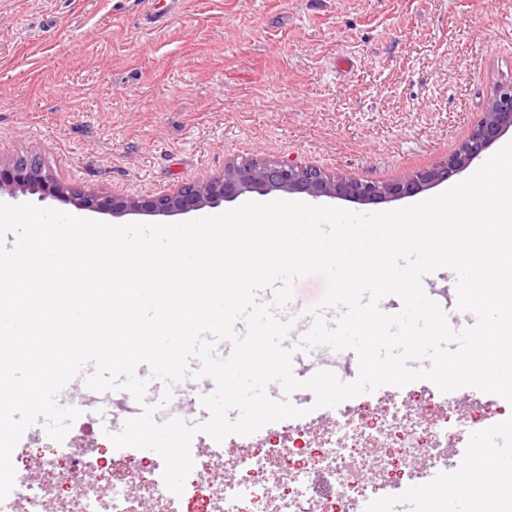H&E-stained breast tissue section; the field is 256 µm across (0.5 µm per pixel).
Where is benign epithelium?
Returning <instances> with one entry per match:
<instances>
[{
	"instance_id": "1",
	"label": "benign epithelium",
	"mask_w": 512,
	"mask_h": 512,
	"mask_svg": "<svg viewBox=\"0 0 512 512\" xmlns=\"http://www.w3.org/2000/svg\"><path fill=\"white\" fill-rule=\"evenodd\" d=\"M512 127V78L498 82L482 116L466 140L453 154L407 178L391 183L362 181L350 175H330L313 165L296 160H253L228 163L224 172L202 181L184 183L172 192L148 198L121 197L104 191L77 192L47 173L38 156L0 158V197L16 199L35 195L40 201H76L85 210L123 216L186 214L205 207L232 202L247 192L305 193L313 198L328 197L374 202L412 196L446 181L469 167L483 152Z\"/></svg>"
}]
</instances>
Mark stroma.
I'll return each instance as SVG.
<instances>
[{
    "label": "stroma",
    "mask_w": 512,
    "mask_h": 512,
    "mask_svg": "<svg viewBox=\"0 0 512 512\" xmlns=\"http://www.w3.org/2000/svg\"><path fill=\"white\" fill-rule=\"evenodd\" d=\"M511 77L512 0H0V157L133 197L288 155L392 182L453 153ZM326 290L296 279L278 318ZM50 444L28 427L16 472ZM421 486L388 512H462Z\"/></svg>",
    "instance_id": "stroma-1"
}]
</instances>
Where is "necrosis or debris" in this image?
<instances>
[{
  "instance_id": "1",
  "label": "necrosis or debris",
  "mask_w": 512,
  "mask_h": 512,
  "mask_svg": "<svg viewBox=\"0 0 512 512\" xmlns=\"http://www.w3.org/2000/svg\"><path fill=\"white\" fill-rule=\"evenodd\" d=\"M374 414L373 426H363V411ZM295 434L304 444L307 459L282 466L276 448L257 450L249 440L230 442L208 441L205 455L194 456L192 478L181 495H174L165 486L160 466H153L140 477L141 484L154 499L176 512L180 499L203 502L205 512H340L348 507L355 512L358 504L368 503L383 489L382 482L353 484L346 503H339L328 481L346 479L347 463L360 468H379L389 475L397 471L406 457L422 453L425 465L419 478L433 475L437 453L460 438V423L446 417L421 422L404 420L395 399H388L374 408L366 404L345 406L336 414V430L324 433L316 424L296 428ZM233 455L244 477L213 493V482L224 471L226 455ZM36 462L42 472L39 482L19 477L5 499L0 512H16L18 502L38 507L48 495L59 499L63 512H136L128 486L112 473H105L97 486H88L85 477L95 467L94 449L78 443L72 436L52 442Z\"/></svg>"
}]
</instances>
